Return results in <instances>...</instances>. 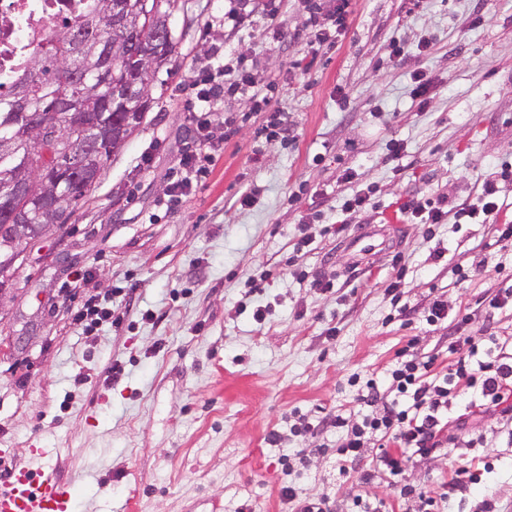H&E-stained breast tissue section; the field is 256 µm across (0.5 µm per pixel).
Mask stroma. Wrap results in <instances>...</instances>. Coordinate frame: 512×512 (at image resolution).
Masks as SVG:
<instances>
[{
    "label": "stroma",
    "instance_id": "35a3bbf8",
    "mask_svg": "<svg viewBox=\"0 0 512 512\" xmlns=\"http://www.w3.org/2000/svg\"><path fill=\"white\" fill-rule=\"evenodd\" d=\"M266 2L253 0L241 18L237 0H177L176 64L151 82L145 122L66 231L37 242L0 289V448L13 451L0 470L46 449L78 490L74 512H235L245 502L285 512L279 459L295 448L308 456L293 481L328 495L331 512H350L357 496L412 512L384 479L363 482L368 462L340 466L326 419L367 414L351 377L384 380L411 337L414 355L436 356L444 369L462 316L473 333L512 336V312L491 317L484 305L512 286V244L487 258L479 245L493 229L480 220L388 221L413 198L473 199L512 163V0H352L346 29L323 45L305 6L327 12L334 0H274L271 19ZM394 40L409 49L397 62L386 54ZM215 44L226 63L264 71L292 130L258 137L268 112L225 97L210 119L236 118V133L195 194L169 207L188 140L185 74ZM303 58L308 70L294 69ZM418 71L431 80L422 110L412 95ZM348 171L370 202L334 233ZM247 191L254 201L240 205ZM364 230L372 247L355 240ZM81 270L90 277L78 290ZM316 277L332 290L312 288ZM397 280L407 319L393 314ZM85 292L113 302L120 325L88 333L75 323ZM436 298L448 318L429 325L420 314ZM115 363L123 372L114 380ZM297 414L314 429L292 434ZM470 427L453 454L482 447L492 471L450 510L477 512L490 493L512 512V428L493 411ZM449 457L409 462L407 483L445 492Z\"/></svg>",
    "mask_w": 512,
    "mask_h": 512
}]
</instances>
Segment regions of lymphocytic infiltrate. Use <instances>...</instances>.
I'll list each match as a JSON object with an SVG mask.
<instances>
[{
	"label": "lymphocytic infiltrate",
	"instance_id": "obj_1",
	"mask_svg": "<svg viewBox=\"0 0 512 512\" xmlns=\"http://www.w3.org/2000/svg\"><path fill=\"white\" fill-rule=\"evenodd\" d=\"M265 86L263 73L226 65L223 52L217 48L206 63L191 69L186 84L192 101L187 124L194 129L196 140L179 159L178 166L186 175L170 183V199L190 196L195 190L192 174L205 173L208 163L224 148L223 134L215 131L209 120L217 101L227 94H240L260 111L269 104ZM496 194L494 183L485 182L476 201L463 205L453 216L482 218L495 224L498 241H511L512 224L497 221ZM448 352L453 360L444 374L436 371L435 356H397L388 371L392 396H385L373 379L358 387L361 403L382 402V413L365 415L358 426L349 425L340 414L331 422L339 433L335 448L339 461H361L369 440L378 438L376 467L365 470L363 478L368 481L379 474L389 479L400 498L413 502L415 512H442L441 504L449 494L464 495L485 482L488 468L479 457L455 459L450 491L437 497L404 480L410 460L454 447L457 436L449 429L453 403H461L471 414L495 408L512 422V336H461L449 344Z\"/></svg>",
	"mask_w": 512,
	"mask_h": 512
}]
</instances>
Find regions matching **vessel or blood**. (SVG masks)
<instances>
[{"label": "vessel or blood", "instance_id": "1", "mask_svg": "<svg viewBox=\"0 0 512 512\" xmlns=\"http://www.w3.org/2000/svg\"><path fill=\"white\" fill-rule=\"evenodd\" d=\"M73 483L48 465L22 466L0 481V512H71Z\"/></svg>", "mask_w": 512, "mask_h": 512}]
</instances>
